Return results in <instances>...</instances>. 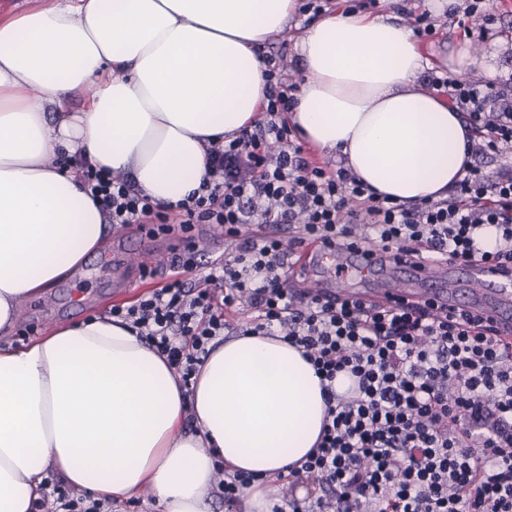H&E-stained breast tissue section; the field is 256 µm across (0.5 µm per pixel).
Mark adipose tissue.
<instances>
[{"label":"adipose tissue","instance_id":"ef3b65f1","mask_svg":"<svg viewBox=\"0 0 512 512\" xmlns=\"http://www.w3.org/2000/svg\"><path fill=\"white\" fill-rule=\"evenodd\" d=\"M299 0H32L0 15V335L20 303L79 268L111 227L82 163L154 202L197 189L211 143L260 120V50ZM306 80L288 117L302 140L394 202L446 198L472 130L431 93L429 62L392 14L327 10L298 36ZM87 94L77 112L71 93ZM327 403L301 349L216 345L185 392L128 324L96 317L0 349V512H30L48 472L115 505L210 512L219 471L254 477L239 512H269L268 477L301 466Z\"/></svg>","mask_w":512,"mask_h":512}]
</instances>
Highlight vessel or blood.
<instances>
[{"label":"vessel or blood","mask_w":512,"mask_h":512,"mask_svg":"<svg viewBox=\"0 0 512 512\" xmlns=\"http://www.w3.org/2000/svg\"><path fill=\"white\" fill-rule=\"evenodd\" d=\"M288 265L297 272L310 266L327 270L320 280L292 279L290 287L296 293L367 304L395 300L429 303L452 313L465 308L494 328L495 340L512 343V278L493 265H459L446 260L416 263L400 252L379 248L354 251L298 238L292 243Z\"/></svg>","instance_id":"vessel-or-blood-1"}]
</instances>
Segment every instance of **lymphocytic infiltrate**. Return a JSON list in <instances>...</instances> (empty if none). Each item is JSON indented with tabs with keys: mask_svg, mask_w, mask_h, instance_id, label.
Wrapping results in <instances>:
<instances>
[{
	"mask_svg": "<svg viewBox=\"0 0 512 512\" xmlns=\"http://www.w3.org/2000/svg\"><path fill=\"white\" fill-rule=\"evenodd\" d=\"M284 66L267 58L264 118L253 130L209 150L206 179L167 205L135 192L127 179L85 166L86 191L111 224H210L232 248L197 276L195 247L174 250L164 287L128 307H113L193 386L223 338L227 313L248 306L240 335L278 336L302 349L328 404L321 439L300 468L330 495L302 504L291 498L271 512H512V346L491 341L479 316L447 314L432 305H364L287 286V250L270 234L244 236L255 224L297 225L304 236L357 249L401 251L419 260L484 262L512 273V170L489 177L472 164L436 202L404 205L372 191L350 173L305 155L284 117L292 87ZM482 138V150H512V109L496 102L512 92V76L493 81L428 74ZM365 225L356 234L355 225ZM493 231L496 245L481 239ZM349 373L351 395L337 394V373ZM32 512H112L74 495L55 475Z\"/></svg>",
	"mask_w": 512,
	"mask_h": 512,
	"instance_id": "f902f5d3",
	"label": "lymphocytic infiltrate"
}]
</instances>
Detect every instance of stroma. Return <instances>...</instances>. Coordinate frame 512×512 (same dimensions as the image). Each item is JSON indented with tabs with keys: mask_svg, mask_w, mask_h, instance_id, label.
I'll return each instance as SVG.
<instances>
[{
	"mask_svg": "<svg viewBox=\"0 0 512 512\" xmlns=\"http://www.w3.org/2000/svg\"><path fill=\"white\" fill-rule=\"evenodd\" d=\"M494 19L486 27H473L464 32L465 0H456L453 10L434 14L435 33L421 39L420 45L432 68L446 69L450 52L464 48L473 63L466 72L468 78L489 80L512 73V6L490 0ZM312 21L311 15H296L290 26L265 48L266 54L282 59L289 83L299 85L305 79L300 58L295 49L297 35ZM131 247L148 244L172 252L182 247V234L152 236L132 226L115 228L105 246L88 256L85 264L72 277L59 283L43 296L25 300L18 313L12 335L1 338L0 346H17L46 334L50 329L87 318L109 315L112 306L127 305L143 293L162 287L164 274L127 276L112 269V252L119 241Z\"/></svg>",
	"mask_w": 512,
	"mask_h": 512,
	"instance_id": "1",
	"label": "stroma"
}]
</instances>
